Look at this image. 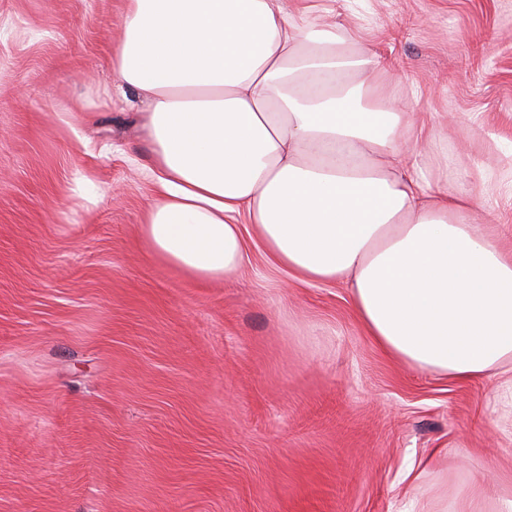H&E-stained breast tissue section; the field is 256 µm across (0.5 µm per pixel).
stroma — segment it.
<instances>
[{
    "instance_id": "stroma-1",
    "label": "stroma",
    "mask_w": 512,
    "mask_h": 512,
    "mask_svg": "<svg viewBox=\"0 0 512 512\" xmlns=\"http://www.w3.org/2000/svg\"><path fill=\"white\" fill-rule=\"evenodd\" d=\"M396 62L439 189L512 227V0H285ZM124 0H0V512H480L512 496L508 374L397 362L343 283H197L155 260ZM97 204L71 209L78 172Z\"/></svg>"
}]
</instances>
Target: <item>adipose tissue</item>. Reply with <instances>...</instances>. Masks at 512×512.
I'll return each instance as SVG.
<instances>
[{
    "instance_id": "ef3b65f1",
    "label": "adipose tissue",
    "mask_w": 512,
    "mask_h": 512,
    "mask_svg": "<svg viewBox=\"0 0 512 512\" xmlns=\"http://www.w3.org/2000/svg\"><path fill=\"white\" fill-rule=\"evenodd\" d=\"M114 72L146 103L159 262L230 279L250 226L274 268L347 284L388 356L459 380L512 361V250L470 220L484 192H437L401 151L388 58L282 0H125Z\"/></svg>"
}]
</instances>
